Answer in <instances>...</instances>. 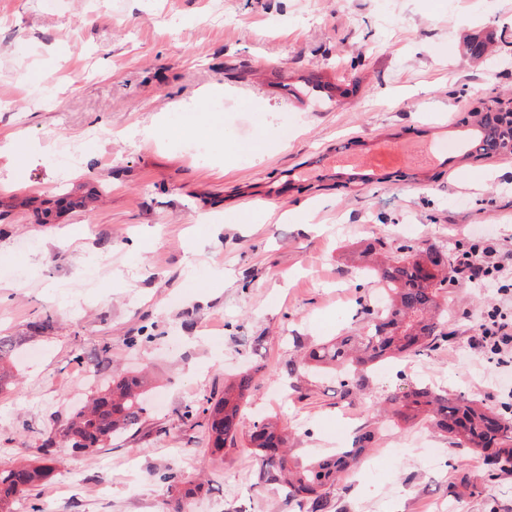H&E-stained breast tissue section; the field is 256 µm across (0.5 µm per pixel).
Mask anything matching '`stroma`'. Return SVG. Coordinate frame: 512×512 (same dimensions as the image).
Listing matches in <instances>:
<instances>
[{
    "instance_id": "35a3bbf8",
    "label": "stroma",
    "mask_w": 512,
    "mask_h": 512,
    "mask_svg": "<svg viewBox=\"0 0 512 512\" xmlns=\"http://www.w3.org/2000/svg\"><path fill=\"white\" fill-rule=\"evenodd\" d=\"M317 74L322 99L298 106ZM497 96H512V0H0V336L16 341L0 468L41 464L113 377L151 380L140 431L108 450L55 444L13 512H298L257 487L248 448L208 450L196 411L246 369V421L276 418L297 459L374 431L329 512H512V467L373 414L426 384L512 415V365L472 344L495 289L449 282L453 339L368 368L352 397L289 371L365 332L360 306L383 294L362 260L375 239L512 249V154L463 148L470 109ZM188 105L196 124L180 122ZM430 124L446 127V165L409 156L368 183L319 163L381 134L427 140Z\"/></svg>"
}]
</instances>
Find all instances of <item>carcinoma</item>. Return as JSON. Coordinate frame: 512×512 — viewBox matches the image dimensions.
I'll return each instance as SVG.
<instances>
[{
	"instance_id": "1",
	"label": "carcinoma",
	"mask_w": 512,
	"mask_h": 512,
	"mask_svg": "<svg viewBox=\"0 0 512 512\" xmlns=\"http://www.w3.org/2000/svg\"><path fill=\"white\" fill-rule=\"evenodd\" d=\"M453 258L454 254L433 246L397 247L389 262L376 268L390 301L383 307L362 306L367 334L361 337L360 346L352 345L349 336L336 337L305 352L301 367L344 371L339 387L342 397L348 398L361 388L367 365L431 351L439 339L450 336L439 298L448 287V266ZM12 348L9 337H0V389L7 383ZM253 380L248 370L238 373L224 386L221 397L210 398L201 407L212 453L247 440L259 465L260 484L277 488L299 512H324L329 507L327 489L350 473L373 434L368 431L355 436L353 447L325 459L294 460L288 455V433L274 423L257 420L244 429L243 401ZM146 386L139 373L112 382L61 426L62 441L78 450L103 448L112 436L140 429L147 406ZM385 403L395 417L420 419L447 434L452 444L471 450L489 469H501L512 461V417L494 413L475 399L450 398L421 385ZM47 473L43 466L0 469V512H11L15 499L45 480Z\"/></svg>"
}]
</instances>
